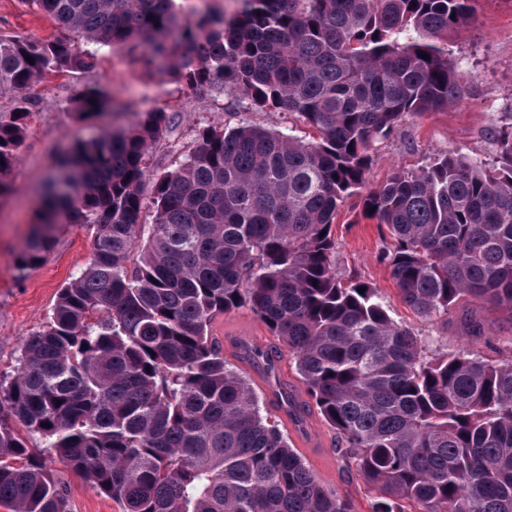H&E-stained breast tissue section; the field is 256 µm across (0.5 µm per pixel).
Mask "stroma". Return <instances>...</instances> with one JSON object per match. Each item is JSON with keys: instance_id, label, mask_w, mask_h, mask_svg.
Returning a JSON list of instances; mask_svg holds the SVG:
<instances>
[{"instance_id": "obj_1", "label": "stroma", "mask_w": 512, "mask_h": 512, "mask_svg": "<svg viewBox=\"0 0 512 512\" xmlns=\"http://www.w3.org/2000/svg\"><path fill=\"white\" fill-rule=\"evenodd\" d=\"M0 35L50 42L62 37L63 31L27 0H0ZM446 43L449 59L464 72L456 103L406 116L389 137L377 140L371 151L369 186L382 184L397 170L417 171L446 153L495 164L497 136L512 129V0H477L475 23L449 34ZM139 54V49L124 48L100 57L89 71L48 75L27 92L32 114L9 176L13 192L0 203L1 376L12 375L24 340L42 329L60 288L91 258L92 228L71 224L58 233L54 249L40 266L22 272L16 265L35 218L44 178L59 152L101 132L130 126L137 114L164 111L174 125L146 157L149 181L144 190L149 193L152 178L177 167L203 129L228 130L250 123L273 131L290 128L298 137L314 134L295 117L235 107L228 96L195 93L145 71L138 62ZM87 84L104 88L112 98V108L80 120L75 116V94ZM129 103L134 104V111H126ZM332 232L337 274L342 280L355 277L375 288L396 320L431 338L440 351L467 352L492 362L512 361L511 313L492 311L472 301L426 319L403 304L390 269L381 260L392 239L386 227L365 217L362 194L345 200ZM473 319L479 323V331H471L469 322ZM212 334L222 346L225 360L247 379L267 413L275 411L267 383L257 363L241 358L240 343L277 356L282 386L304 394L287 348L248 309L224 313L213 323ZM307 421V430L288 429L292 447L324 487L351 498L358 512H367L369 492L356 470L347 468L334 431L316 410H309ZM44 463L62 480L72 512H120L117 502L100 493L82 473L64 467L55 455L45 454Z\"/></svg>"}]
</instances>
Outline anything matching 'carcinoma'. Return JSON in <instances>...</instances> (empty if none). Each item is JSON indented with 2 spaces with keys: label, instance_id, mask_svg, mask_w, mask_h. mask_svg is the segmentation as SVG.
Masks as SVG:
<instances>
[{
  "label": "carcinoma",
  "instance_id": "1",
  "mask_svg": "<svg viewBox=\"0 0 512 512\" xmlns=\"http://www.w3.org/2000/svg\"><path fill=\"white\" fill-rule=\"evenodd\" d=\"M32 2L65 35L0 37V97L15 103L0 113V201L30 85L89 70L102 51L137 46L148 70L316 135L203 130L155 179L150 224L145 157L166 113L58 156L17 268L40 265L63 224L91 225L93 254L0 377V503L71 512L21 425L121 512H358L224 360L212 324L246 308L288 349L372 493L368 512H512V362L431 349L369 284L336 277L331 233L367 183L373 143L456 101L462 73L435 38L472 25L476 0H241L229 19L194 22L176 0ZM76 104L88 116L110 98L84 85ZM497 144L491 167L445 154L364 197L393 239L384 261L401 300L421 317L465 296L512 312V132Z\"/></svg>",
  "mask_w": 512,
  "mask_h": 512
}]
</instances>
